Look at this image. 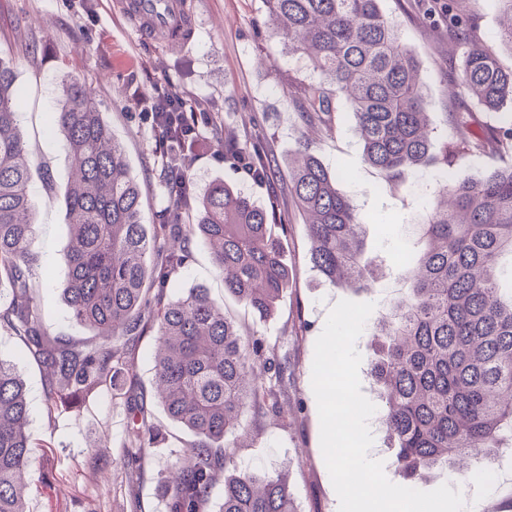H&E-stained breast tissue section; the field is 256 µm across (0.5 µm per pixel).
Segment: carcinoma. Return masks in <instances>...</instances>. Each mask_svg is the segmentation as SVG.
Instances as JSON below:
<instances>
[{"label": "carcinoma", "mask_w": 512, "mask_h": 512, "mask_svg": "<svg viewBox=\"0 0 512 512\" xmlns=\"http://www.w3.org/2000/svg\"><path fill=\"white\" fill-rule=\"evenodd\" d=\"M465 0H445L448 39L464 48L455 80V105L446 113L453 141L432 152L428 101L420 66L378 0H263L273 34L301 55L316 77L291 92L304 124L334 130L344 108L355 118L364 161L394 188L409 169L442 165L443 181L423 221L413 225L424 249L399 246L401 288L373 324L371 376L379 386L387 447L409 488L445 464L464 485L471 452L490 458L512 441V287L501 283L500 259L512 256V166L480 178L446 175L458 158L512 144V111L499 127L465 117L466 99L499 113L512 103V68L504 69L485 43L478 16ZM502 3L501 40L512 46V0ZM16 71L0 59V328L13 332L45 371L49 419L76 414L92 394L123 396L129 431L123 448L156 443L135 380L134 343L155 329L154 389L167 417L195 440L170 464L162 487L167 512H205L224 471L218 512H295L285 478L242 468L225 442L242 430L247 409L279 416L288 405L295 370L266 357L264 346L240 333L206 288L169 298L165 288L193 248L210 250L224 290L261 316L273 313L288 290L283 244L270 231L274 209L255 205L240 190L217 182L194 197L169 178L171 193L187 201L192 223L175 212L162 224L143 221L141 189L130 175L124 146L112 134L86 86L63 84L52 126L67 150L72 179L64 192L73 235L61 295L72 319L93 331L85 346L41 330L31 281L37 264L30 165L19 127ZM171 165L189 164L200 146L159 122ZM241 153L263 179L274 160L256 145L224 144ZM290 193L311 243L312 268L336 287H361L374 278L365 228L334 176L298 141ZM274 380L261 378L265 367ZM26 386L0 359V512H26L27 469L33 444L27 431Z\"/></svg>", "instance_id": "carcinoma-1"}]
</instances>
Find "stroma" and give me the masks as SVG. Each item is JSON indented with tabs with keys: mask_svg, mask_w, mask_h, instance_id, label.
<instances>
[{
	"mask_svg": "<svg viewBox=\"0 0 512 512\" xmlns=\"http://www.w3.org/2000/svg\"><path fill=\"white\" fill-rule=\"evenodd\" d=\"M193 14L196 33L185 46L164 37L141 39L134 26L110 12L107 0H0V58L13 62L21 128L31 158V193L37 224L40 274L33 281L42 327L50 336L89 342L91 332L75 324L59 285L67 274L64 254L70 228L65 222L63 190L69 163L51 121L62 86L72 76L83 81L122 142L131 173L143 198L144 220L164 221L170 194L166 166L154 152V133L128 90L151 94L154 84L169 85L200 101L213 123L202 132L189 172L195 194L227 182L263 206L276 205L287 226L286 261L292 282L278 310L263 318L224 291V279L207 248L197 247L171 281V294L208 288L239 329L262 340L267 353L296 366L288 387L290 403L282 418L246 412L249 432L241 437L240 466L285 474L298 512H339L320 447V422L311 386L314 345L331 308L342 299L381 304L397 286L388 257L405 239L407 225L420 222L442 178L438 168L410 175L412 193L386 186L367 165L344 114L332 134L305 129L288 95V81L306 77L297 54L272 34L262 0H182ZM436 0H379L383 13L399 25L402 41L421 63L437 143L451 140L446 123L449 83L461 65L462 49L448 40L435 9ZM481 17L484 39L504 68L512 67V46L499 36L498 0H470ZM307 133L316 156L338 177V187L367 216L369 256L382 258V276L365 289L333 288L309 262L307 232L289 195L288 172L300 133ZM261 142L276 165L273 182L255 184L224 156V142ZM0 359L24 378L29 432L36 441L30 458L27 512H167L158 484L172 453H184L191 434L170 422L158 403L151 421L166 431V443L145 451L133 476L119 464L126 413L111 394L86 400L79 414L48 421L44 410V372L22 343L0 328Z\"/></svg>",
	"mask_w": 512,
	"mask_h": 512,
	"instance_id": "1",
	"label": "stroma"
}]
</instances>
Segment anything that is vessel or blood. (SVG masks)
Segmentation results:
<instances>
[{"label": "vessel or blood", "instance_id": "b4317fda", "mask_svg": "<svg viewBox=\"0 0 512 512\" xmlns=\"http://www.w3.org/2000/svg\"><path fill=\"white\" fill-rule=\"evenodd\" d=\"M123 17L136 22L143 30H163L173 34L180 45L193 35V20L180 0H119Z\"/></svg>", "mask_w": 512, "mask_h": 512}]
</instances>
